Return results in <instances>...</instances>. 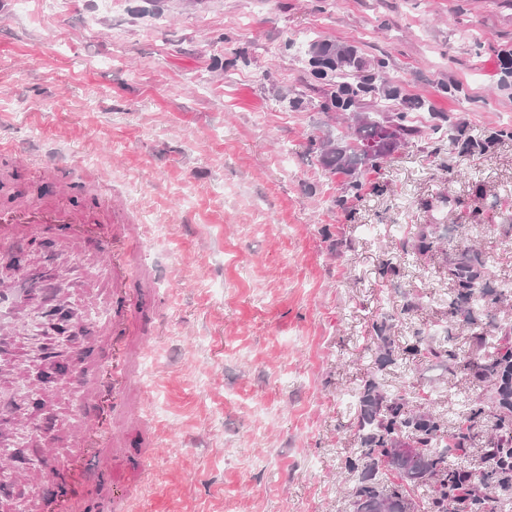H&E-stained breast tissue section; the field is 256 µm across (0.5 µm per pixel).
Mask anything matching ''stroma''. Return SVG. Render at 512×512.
<instances>
[{
  "instance_id": "obj_1",
  "label": "stroma",
  "mask_w": 512,
  "mask_h": 512,
  "mask_svg": "<svg viewBox=\"0 0 512 512\" xmlns=\"http://www.w3.org/2000/svg\"><path fill=\"white\" fill-rule=\"evenodd\" d=\"M354 46L358 79L386 77L414 101L422 137L365 175L338 205L343 178L317 160L347 124L323 111L330 92L308 41ZM512 0H0V206L52 198L41 164L60 154L86 185L80 207L109 199L145 229L134 418L119 423L114 463L142 479L139 512H351L343 467L362 378L456 419L486 397L466 370L417 357L376 369L368 340L387 317L397 343L512 324V301L450 317L440 258L405 262L424 224L447 241L469 229L487 286L512 281V140L483 152L429 135L440 115L466 138L512 129ZM57 239L21 242L26 282L53 269ZM401 259L384 276L388 258ZM104 315L74 330L77 365L107 357ZM56 386L27 410L37 476L0 502L58 490L73 437V400L55 418Z\"/></svg>"
}]
</instances>
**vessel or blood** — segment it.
I'll return each instance as SVG.
<instances>
[{"label":"vessel or blood","instance_id":"obj_1","mask_svg":"<svg viewBox=\"0 0 512 512\" xmlns=\"http://www.w3.org/2000/svg\"><path fill=\"white\" fill-rule=\"evenodd\" d=\"M121 221V213H113L107 219L98 212L75 209L61 199L52 202L22 197L0 206V265L13 263L15 240L51 233L73 248L95 245L107 272L111 312L100 330V339L108 347L110 357L100 367L97 378L84 389L91 411L80 414L74 448L59 462L66 488L55 498L54 512H93L95 505L84 492L88 464L99 462L102 472H110L118 439L113 422L132 413L128 391L135 379L133 363L140 327L139 290L135 286L132 258L139 252L142 238L134 230L122 227ZM51 295L52 280L46 275L34 288L0 289V326L17 322L20 310L29 302L43 301Z\"/></svg>","mask_w":512,"mask_h":512}]
</instances>
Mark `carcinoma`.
Masks as SVG:
<instances>
[{
    "mask_svg": "<svg viewBox=\"0 0 512 512\" xmlns=\"http://www.w3.org/2000/svg\"><path fill=\"white\" fill-rule=\"evenodd\" d=\"M308 52L315 76L336 85V93L323 108L349 112L355 119L349 134L323 145L318 161L329 173L344 176V193L359 199L364 175L423 131L409 124L406 101L386 83L389 111L363 110L362 96L372 87L354 88L348 82L350 72L362 67L351 46L312 40ZM434 253L444 257L454 291L448 315H469L472 310L462 304L486 302V264L474 245L460 240L445 248L436 231L425 227L412 244V254L423 258ZM371 331L377 367L428 355L450 367L463 365L475 381L490 388V394L466 405L464 424L450 432L444 413L413 404L409 394L388 393L377 374L368 372L357 394L354 428L360 451L344 463L347 471L359 473L349 493L353 512H410L417 491L420 512H503L502 505H512V325L474 334L467 352L435 345L423 336L400 347L384 317L371 324ZM487 422L491 429L484 440V455L490 465L478 476L452 463L448 449L464 455L472 447L475 430Z\"/></svg>",
    "mask_w": 512,
    "mask_h": 512,
    "instance_id": "carcinoma-1",
    "label": "carcinoma"
}]
</instances>
